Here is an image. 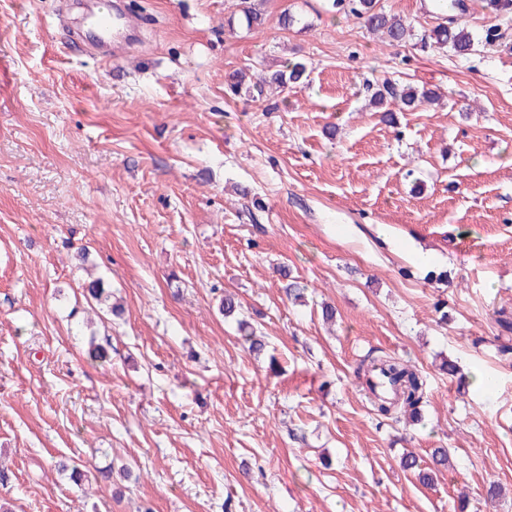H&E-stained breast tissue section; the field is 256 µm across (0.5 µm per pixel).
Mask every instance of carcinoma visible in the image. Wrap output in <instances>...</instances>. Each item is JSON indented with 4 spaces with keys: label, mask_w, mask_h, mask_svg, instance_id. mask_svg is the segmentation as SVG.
Segmentation results:
<instances>
[{
    "label": "carcinoma",
    "mask_w": 512,
    "mask_h": 512,
    "mask_svg": "<svg viewBox=\"0 0 512 512\" xmlns=\"http://www.w3.org/2000/svg\"><path fill=\"white\" fill-rule=\"evenodd\" d=\"M332 6L345 10L348 14L361 19L367 29L373 33L381 32L393 42H402L410 36V26L401 18L381 9H376V0H333ZM240 18L247 29L258 28L265 22V16L255 0H239ZM476 36L464 26L441 23L428 30L422 41L436 49H449L458 55H468L474 50ZM306 78V66L302 62L289 63L285 69L277 70L267 77H259L252 81L245 70H237L227 77L229 89L235 93L251 94L256 92L262 97L265 86L276 84L282 88L290 84H298ZM434 100L430 90L418 91L412 87L398 89L392 83L385 82L382 88L374 93V101L383 106L392 101L404 108L413 109L422 103ZM91 299L99 304H106L112 298V291L106 288L103 280L97 279L84 284ZM354 373L357 378L367 384L373 394L370 399L372 410L376 415L386 419H408L415 421L420 415L424 399V381L416 366L401 358L393 356L369 355L361 359ZM431 466L423 469L416 456L407 454L400 460L406 470L418 473L420 482L429 485L441 468L448 464V450L434 449Z\"/></svg>",
    "instance_id": "1"
}]
</instances>
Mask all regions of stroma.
Listing matches in <instances>:
<instances>
[{
	"mask_svg": "<svg viewBox=\"0 0 512 512\" xmlns=\"http://www.w3.org/2000/svg\"><path fill=\"white\" fill-rule=\"evenodd\" d=\"M377 2L405 43L332 0H261L251 30L238 0H124L142 39L101 57L77 37L98 0H0L6 512H454L462 492L512 512V18L466 0L462 23L497 37L460 57L422 46L428 0ZM291 60L305 82L226 94ZM386 80L440 100L382 122ZM90 277L121 317L85 300ZM369 353L422 371L421 422L374 414ZM436 448L432 485L399 465Z\"/></svg>",
	"mask_w": 512,
	"mask_h": 512,
	"instance_id": "35a3bbf8",
	"label": "stroma"
}]
</instances>
